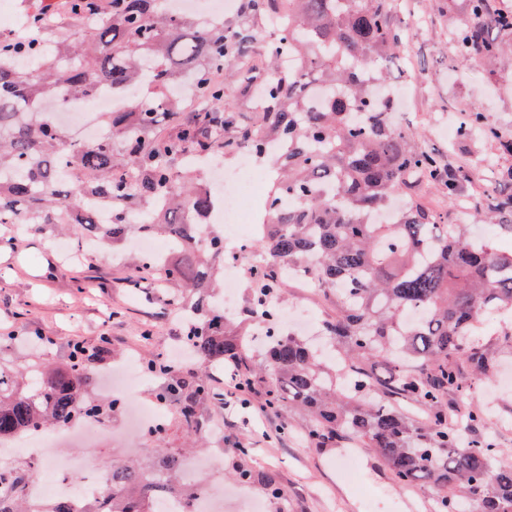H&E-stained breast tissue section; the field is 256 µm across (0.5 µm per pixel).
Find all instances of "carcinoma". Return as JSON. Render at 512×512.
<instances>
[{"label":"carcinoma","mask_w":512,"mask_h":512,"mask_svg":"<svg viewBox=\"0 0 512 512\" xmlns=\"http://www.w3.org/2000/svg\"><path fill=\"white\" fill-rule=\"evenodd\" d=\"M468 6L457 52L464 62L488 64L500 50L490 31L512 33V12L487 25L488 0ZM247 12L283 27L266 48L273 72L257 104L259 123L227 139L234 119L224 114V82L212 75L247 70L252 36L245 26L203 23L168 10L163 0H56L54 15L30 12L25 38L0 33V224H76L112 243L132 229L176 243L177 258L158 265L140 259L132 271L182 284L186 293L172 299L176 308L190 294L201 298L187 335L198 372L170 371L157 393L176 405L188 434L199 436V406L217 395L211 367L227 362L241 370L246 391L264 389L266 405L305 411L311 443L353 434L376 449L400 486L431 489L439 512H512V466L499 463L496 440H467L448 425V394L463 389V371L492 370L482 317L512 308V252L474 241L461 225L441 224L412 202L394 224L372 219L412 180L435 182L440 170L436 154L415 148L410 134L390 124L391 98L368 93L369 82H386L387 62L403 47L384 0H248ZM284 55L294 68L277 67ZM189 72L209 107L186 114L182 99L167 91L176 75ZM322 86L338 94L317 105ZM105 89L125 96V111L101 113L104 135L92 141L65 143L53 118L33 110L46 100L63 108L72 96ZM475 132L494 135L480 112L460 128L463 136ZM238 144L256 158L274 157L277 173L248 313L267 309L268 297L287 284V268L307 269L323 293L336 294V318L325 333L350 365L345 386L298 336L275 335L254 359L224 307L207 302L224 244L198 232L218 198L199 182V163ZM81 352L75 344L65 367H0V439L86 416L104 420L115 410L113 402L85 396ZM402 400L427 407L431 420H411L399 408ZM156 438L152 467L164 474L166 488L195 494L197 487L180 482L183 453L164 447V435ZM247 454L236 448L233 478L285 500L276 477L257 475ZM141 471L134 457L113 462L112 499L96 503L94 512H162L156 487L142 481ZM39 475L37 466H15L0 472V485ZM0 512L71 510L61 501L12 495L0 497Z\"/></svg>","instance_id":"carcinoma-1"}]
</instances>
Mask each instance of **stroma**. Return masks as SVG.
<instances>
[{
    "label": "stroma",
    "mask_w": 512,
    "mask_h": 512,
    "mask_svg": "<svg viewBox=\"0 0 512 512\" xmlns=\"http://www.w3.org/2000/svg\"><path fill=\"white\" fill-rule=\"evenodd\" d=\"M393 27L409 37L408 50L393 59L388 70L392 86H404L405 109L393 113L392 123L412 134L417 147L439 154L443 167L469 171L471 180L457 200H449L439 183L419 186L421 201L445 224L460 221L461 211L485 208L495 189L483 161L496 158L502 172L512 171V153L501 145L512 142V33L501 34L506 50L493 66L463 62L454 37L468 16V0H386ZM243 0L225 13L228 25L250 23L257 62L251 80L237 76L224 82V109L242 124L253 123L257 87L268 72L263 64L272 33L263 20L249 21ZM479 108L493 128L490 137L449 135L469 110ZM50 231H30L26 245L16 251L0 247V365L41 359L67 363L72 341L89 351L104 349L103 363L88 365L92 391H99L103 371L129 358L145 362L164 357L180 345L184 324L174 315L170 298L179 285L161 276L134 283L129 279L132 243L83 248L82 236L71 233L81 254L66 262ZM285 307L305 306L316 323L336 316V298L318 290L288 285L280 297ZM48 336L45 348L32 347L30 336ZM496 365L488 379L475 380L471 389L455 393L449 411L461 416L479 406L487 411L480 434L494 436L512 462V350L496 349ZM262 397L252 396L249 408L203 406L202 414L222 420L224 435H203V450L220 451V475H227L230 450L247 447V462L256 470L276 475L286 492L288 512H437L426 488L398 487L374 449L348 435L321 446L306 439L310 421L300 412L279 409L260 414Z\"/></svg>",
    "instance_id": "35a3bbf8"
}]
</instances>
